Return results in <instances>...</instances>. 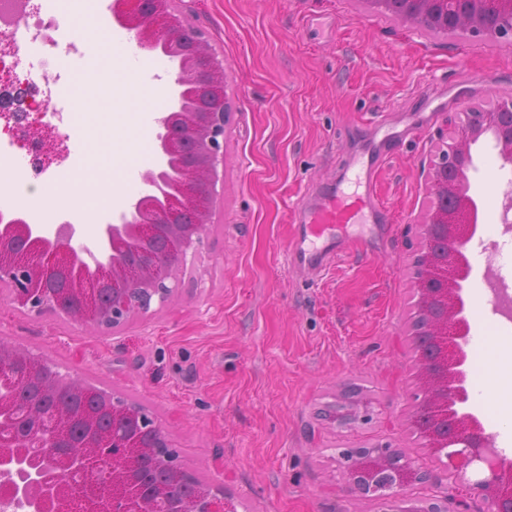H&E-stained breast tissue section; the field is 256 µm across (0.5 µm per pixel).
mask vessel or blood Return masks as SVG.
<instances>
[{
    "label": "vessel or blood",
    "mask_w": 512,
    "mask_h": 512,
    "mask_svg": "<svg viewBox=\"0 0 512 512\" xmlns=\"http://www.w3.org/2000/svg\"><path fill=\"white\" fill-rule=\"evenodd\" d=\"M383 142L367 152L368 160L354 178V191L330 188L299 208L294 238L288 247L290 269L322 272L343 249V229L355 224H375L385 208L374 192V178L384 158Z\"/></svg>",
    "instance_id": "1"
}]
</instances>
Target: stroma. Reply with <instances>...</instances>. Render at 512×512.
<instances>
[{"mask_svg": "<svg viewBox=\"0 0 512 512\" xmlns=\"http://www.w3.org/2000/svg\"><path fill=\"white\" fill-rule=\"evenodd\" d=\"M67 38L99 30L100 84L73 89L68 108L94 103L101 135L91 157L137 162L153 149L135 97L143 84L114 78L119 33L109 0H63ZM224 58L230 110L224 195L182 286L112 334L12 304L0 286V338L43 355L84 383L145 407L182 464L230 495L238 512H377L350 496L341 448L386 443L437 478L406 489L425 501L448 493V473L405 420L417 391L411 358L413 261L432 206L424 168L449 113L512 94V46L450 38L397 20L367 0H176ZM384 122L397 133L375 178L383 235L352 228L342 257L320 274L289 270L295 211L332 184L351 190L358 160ZM468 176L493 236L500 194L512 183L493 136L472 147ZM482 270L469 280V358L497 318L479 303ZM489 373L495 412L474 411L512 461V356Z\"/></svg>", "mask_w": 512, "mask_h": 512, "instance_id": "1", "label": "stroma"}]
</instances>
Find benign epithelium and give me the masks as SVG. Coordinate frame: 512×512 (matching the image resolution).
<instances>
[{"mask_svg": "<svg viewBox=\"0 0 512 512\" xmlns=\"http://www.w3.org/2000/svg\"><path fill=\"white\" fill-rule=\"evenodd\" d=\"M375 8L449 35L512 42V0H368ZM163 0H116L117 23L138 45L179 61L173 106L159 119L152 161L140 179L145 193L82 239L65 222L46 233L21 214L0 220V285L13 304L52 311L103 334L166 302L180 287L177 272L196 250L212 208L224 194V134L229 118L223 60L205 33L162 11ZM492 133L512 163V95L490 108L448 115L428 171L434 201L422 225L415 259L417 329L433 354L421 362L420 401L408 413L423 447L445 458L458 495L428 506L402 507L403 491L432 481L421 467L386 443L345 448L336 462L348 492L386 506L383 512H469L477 496L488 512H512V462L469 410L466 388L468 322L464 292L471 270L463 249L481 224V205L467 170L471 149ZM0 512H237L219 490L179 499L195 476L149 411L105 389L94 410L74 414L71 400L91 389L41 355L0 342ZM168 480L149 479L155 465Z\"/></svg>", "mask_w": 512, "mask_h": 512, "instance_id": "benign-epithelium-1", "label": "benign epithelium"}]
</instances>
